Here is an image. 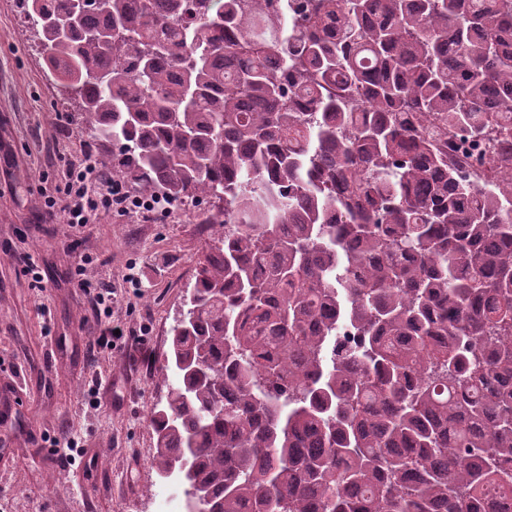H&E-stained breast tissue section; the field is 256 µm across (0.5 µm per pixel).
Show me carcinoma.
I'll return each instance as SVG.
<instances>
[{"label":"carcinoma","mask_w":512,"mask_h":512,"mask_svg":"<svg viewBox=\"0 0 512 512\" xmlns=\"http://www.w3.org/2000/svg\"><path fill=\"white\" fill-rule=\"evenodd\" d=\"M19 2L98 164L211 206L160 476L199 512L511 501L512 0Z\"/></svg>","instance_id":"carcinoma-1"}]
</instances>
